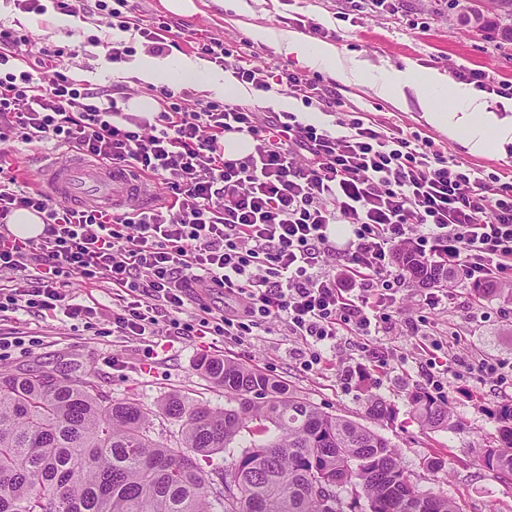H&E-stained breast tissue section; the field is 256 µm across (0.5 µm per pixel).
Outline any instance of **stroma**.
<instances>
[{"label": "stroma", "instance_id": "35a3bbf8", "mask_svg": "<svg viewBox=\"0 0 512 512\" xmlns=\"http://www.w3.org/2000/svg\"><path fill=\"white\" fill-rule=\"evenodd\" d=\"M197 11L175 15L162 0H138L140 15L158 17L186 30L189 42L172 58L193 57L192 39L211 36L226 47L252 57L254 66L297 68L270 44L254 40L256 26L294 29L297 16L335 30L334 45L341 52L379 69L436 68L445 73L480 70L512 94V42L479 31L467 22L472 0H392L390 7L374 10L372 0H247L249 13L220 7L213 0H195ZM98 15L85 20L48 11L23 13L12 0H0V25L25 30L35 45L67 48L64 63L70 75L90 87L135 96L145 94L146 83L131 77L140 57L150 55L143 39H135L136 54L123 62L110 61L103 47L87 44L97 31ZM325 84L345 101L347 110L401 127L405 134L430 140L448 158L463 162L481 176H512V144L504 151L475 154L422 118L417 104L400 109L376 97L366 86L350 84L323 72ZM55 148L22 144L0 145V166L9 168L19 182L34 185L45 159ZM70 290L93 309L89 322L52 319L33 312L0 317V336H20L21 347L0 360V370L58 369L94 381L109 399H135L154 410L150 434L174 443L182 423L159 415L164 401L177 394L190 401L220 408L224 391L197 368L199 359L226 357L254 365L309 398L323 412L343 416L369 427L388 439L407 475L423 490L457 502L462 512H512V479L497 477L480 467L477 451L499 437V411L512 405V385H498L487 377L463 371L461 361L479 359L512 363V301L499 294L476 296L471 281L454 276L449 297L426 305L425 288L402 282L395 302L378 332L369 336H340L323 348L322 366L302 368L298 350L305 342L289 335L284 324L259 335L235 340L221 336H175L171 340H145L112 333V293L92 288L71 277ZM388 351L386 365L371 369L367 381L351 378L356 366L367 363L371 349ZM451 356L454 366L434 367L432 354ZM441 379L444 400L458 426L430 430L413 418L409 395L430 388ZM377 394L391 407L390 420L377 422L366 415V399ZM440 466L427 470L428 460Z\"/></svg>", "mask_w": 512, "mask_h": 512}]
</instances>
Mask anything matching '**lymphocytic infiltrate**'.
<instances>
[{"label":"lymphocytic infiltrate","mask_w":512,"mask_h":512,"mask_svg":"<svg viewBox=\"0 0 512 512\" xmlns=\"http://www.w3.org/2000/svg\"><path fill=\"white\" fill-rule=\"evenodd\" d=\"M24 13L98 14L107 28L134 32L163 54L179 45L169 22L136 17L133 0H13ZM195 51L250 90L285 94L330 112L343 102L322 78L280 66L263 73L209 37ZM64 49L33 48L28 35L0 27V143H53L164 185L167 196L144 211H109L53 201L20 189L0 169V314L37 311L86 318L70 277L112 291V333L244 339L272 321L314 341L301 365H321L319 343L368 336L383 321L401 276L396 248L422 257H465L474 281L512 284V181H489L399 126L340 119L342 134L293 112L260 120L232 103L196 101L160 87L152 118L122 112L105 90L68 76ZM251 138V152L224 155L225 133ZM19 209L44 224L35 239L9 228ZM346 224L337 246L328 233ZM223 289L235 315L196 303V291ZM196 303L189 322L179 320Z\"/></svg>","instance_id":"obj_1"}]
</instances>
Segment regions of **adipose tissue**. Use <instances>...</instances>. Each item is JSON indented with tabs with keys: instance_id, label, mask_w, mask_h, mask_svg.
Returning a JSON list of instances; mask_svg holds the SVG:
<instances>
[{
	"instance_id": "adipose-tissue-1",
	"label": "adipose tissue",
	"mask_w": 512,
	"mask_h": 512,
	"mask_svg": "<svg viewBox=\"0 0 512 512\" xmlns=\"http://www.w3.org/2000/svg\"><path fill=\"white\" fill-rule=\"evenodd\" d=\"M255 40L274 43L298 63L336 73L345 81L368 86L375 96L398 108L417 101L424 119L450 139L460 142L473 153H489L512 144V98L502 99L504 116L490 110L481 93L466 83L451 82L437 69L421 72L390 70L374 77L361 61L343 59L339 50L328 43L308 40L291 30L274 31L256 27ZM144 82L165 81L175 85L191 84L201 91L224 94L231 100H244L245 91L237 85L230 72H222L203 60L184 58L164 65L145 58L133 72Z\"/></svg>"
}]
</instances>
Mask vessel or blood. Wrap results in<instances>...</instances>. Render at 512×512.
<instances>
[{
  "instance_id": "b4317fda",
  "label": "vessel or blood",
  "mask_w": 512,
  "mask_h": 512,
  "mask_svg": "<svg viewBox=\"0 0 512 512\" xmlns=\"http://www.w3.org/2000/svg\"><path fill=\"white\" fill-rule=\"evenodd\" d=\"M39 187L56 200L81 199L100 206L123 208L131 204L150 207L156 196L143 177L123 167L56 161L43 171Z\"/></svg>"
}]
</instances>
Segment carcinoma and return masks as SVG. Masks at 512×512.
Masks as SVG:
<instances>
[{
    "label": "carcinoma",
    "mask_w": 512,
    "mask_h": 512,
    "mask_svg": "<svg viewBox=\"0 0 512 512\" xmlns=\"http://www.w3.org/2000/svg\"><path fill=\"white\" fill-rule=\"evenodd\" d=\"M473 2L483 28L496 26L487 10L512 20V0ZM395 262L413 283L448 287L439 261L403 247ZM197 367L224 389L226 404L168 398L161 413L182 421L174 447L149 435L152 412L134 401H111L60 370H1L0 512H460L455 501L412 483L374 430L322 412L256 367L219 358ZM409 400L421 426L454 427L448 405L427 391ZM366 414L384 422L392 409L371 395ZM499 420L498 444L480 449L479 460L507 478L512 406ZM237 447L231 469L214 471L215 479L197 461Z\"/></svg>",
    "instance_id": "obj_1"
}]
</instances>
